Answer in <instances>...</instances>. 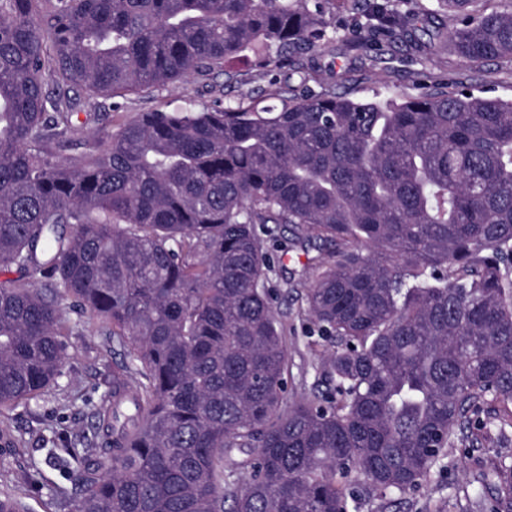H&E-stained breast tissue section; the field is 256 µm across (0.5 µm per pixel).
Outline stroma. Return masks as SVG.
<instances>
[{"label": "stroma", "mask_w": 512, "mask_h": 512, "mask_svg": "<svg viewBox=\"0 0 512 512\" xmlns=\"http://www.w3.org/2000/svg\"><path fill=\"white\" fill-rule=\"evenodd\" d=\"M407 21L397 39L360 40L352 22H365L342 0L326 5L329 41L294 55L283 67L269 71L240 64L233 77H220L206 87L193 76L156 90L113 97L101 108H84L79 120L86 138L107 142L120 123L156 108L201 106L222 99L224 105L252 101L280 105L284 98L333 92L356 100L417 97L438 90L512 99V59L481 64L465 61L450 44L434 41L437 29L453 20L439 11L436 0H399ZM280 275L270 285L277 315L286 325L288 344L287 402L324 392L321 368L333 351L306 310L304 294L315 277L311 262L318 251L281 230L267 244ZM67 359L62 374L38 398L17 407H0V494L18 499L25 512H69L75 489L70 473L80 465L69 454L74 441L92 435L89 404H105L112 389L118 356L101 332L97 319L64 306ZM512 462V428L471 444L457 435L447 450L444 471L432 472L420 485L391 502L373 495L361 500L360 512H492L494 500L481 480L495 464Z\"/></svg>", "instance_id": "obj_1"}]
</instances>
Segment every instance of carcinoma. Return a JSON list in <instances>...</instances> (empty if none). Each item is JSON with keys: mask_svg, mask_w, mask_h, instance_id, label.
Listing matches in <instances>:
<instances>
[{"mask_svg": "<svg viewBox=\"0 0 512 512\" xmlns=\"http://www.w3.org/2000/svg\"><path fill=\"white\" fill-rule=\"evenodd\" d=\"M439 2L458 56L512 57V12ZM370 17L403 24L389 0ZM326 37L307 0H0V407L61 376L65 299L139 375L91 409L84 452L112 468L72 471V512H359L354 485L401 496L487 437L483 408L512 428V102L216 100L78 138L101 99ZM284 227L320 251L305 302L336 344L327 392L289 405ZM483 485L512 512V463Z\"/></svg>", "mask_w": 512, "mask_h": 512, "instance_id": "1", "label": "carcinoma"}]
</instances>
